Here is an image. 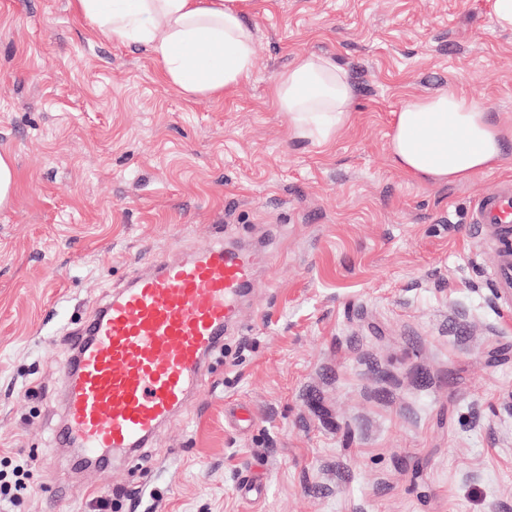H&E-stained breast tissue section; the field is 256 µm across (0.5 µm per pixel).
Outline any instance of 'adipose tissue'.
<instances>
[{
	"mask_svg": "<svg viewBox=\"0 0 512 512\" xmlns=\"http://www.w3.org/2000/svg\"><path fill=\"white\" fill-rule=\"evenodd\" d=\"M251 0H71L100 37L155 56L160 77L194 97L225 94L248 79ZM358 87L327 55H297L275 80L274 99L294 138L326 143L347 124ZM392 162L415 179L454 183L500 165L512 146L488 112L452 90L411 96L394 115Z\"/></svg>",
	"mask_w": 512,
	"mask_h": 512,
	"instance_id": "ef3b65f1",
	"label": "adipose tissue"
}]
</instances>
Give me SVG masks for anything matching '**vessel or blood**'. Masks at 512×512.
I'll return each instance as SVG.
<instances>
[{
	"label": "vessel or blood",
	"instance_id": "1",
	"mask_svg": "<svg viewBox=\"0 0 512 512\" xmlns=\"http://www.w3.org/2000/svg\"><path fill=\"white\" fill-rule=\"evenodd\" d=\"M473 227L493 230L500 254L494 274L512 288V186L472 205ZM255 256L216 243L188 258L158 262L113 292L74 342L57 442L83 449L94 467L145 446L184 409L206 356L224 341L249 290Z\"/></svg>",
	"mask_w": 512,
	"mask_h": 512
}]
</instances>
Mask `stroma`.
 Instances as JSON below:
<instances>
[{"label": "stroma", "instance_id": "35a3bbf8", "mask_svg": "<svg viewBox=\"0 0 512 512\" xmlns=\"http://www.w3.org/2000/svg\"><path fill=\"white\" fill-rule=\"evenodd\" d=\"M251 77L189 97L70 0H0V512H512V296L479 193L391 161L405 96L472 98L512 142V32L487 0H253ZM326 53L358 86L331 143L288 136L276 76ZM257 248L240 314L188 408L104 470L58 447L71 351L113 290L208 247ZM256 420L231 422L236 405ZM263 479L253 499L240 487ZM16 166L9 152H0V209L9 207L12 203L16 183Z\"/></svg>", "mask_w": 512, "mask_h": 512}]
</instances>
